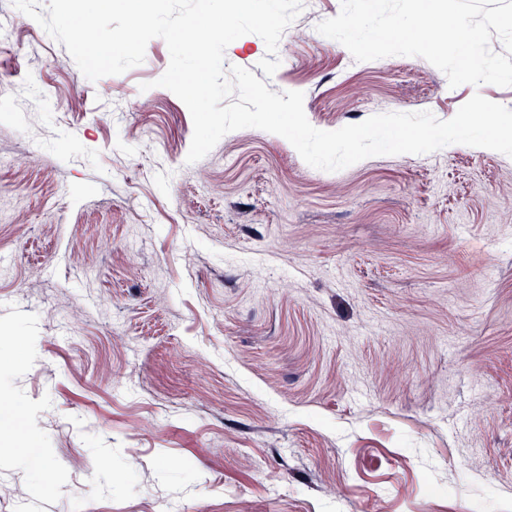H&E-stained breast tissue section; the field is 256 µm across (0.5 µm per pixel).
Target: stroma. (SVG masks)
Here are the masks:
<instances>
[{"instance_id":"stroma-1","label":"stroma","mask_w":512,"mask_h":512,"mask_svg":"<svg viewBox=\"0 0 512 512\" xmlns=\"http://www.w3.org/2000/svg\"><path fill=\"white\" fill-rule=\"evenodd\" d=\"M303 0L266 84L317 129L451 119L421 57L352 65ZM0 512H470L512 505V157L452 144L327 172L193 122L143 63L88 80L0 0Z\"/></svg>"}]
</instances>
